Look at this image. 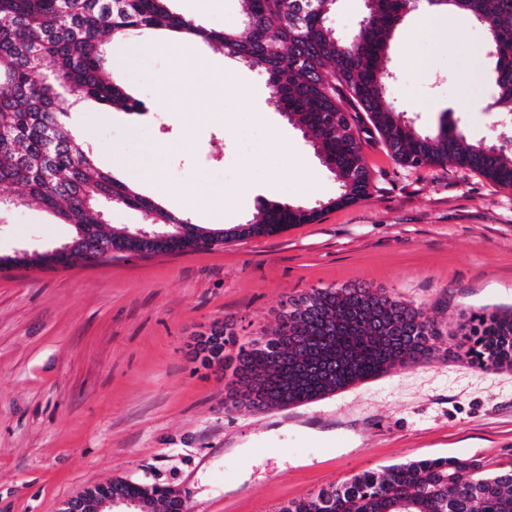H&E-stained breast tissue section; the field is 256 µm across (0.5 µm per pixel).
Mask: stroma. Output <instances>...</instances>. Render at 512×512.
<instances>
[{
	"mask_svg": "<svg viewBox=\"0 0 512 512\" xmlns=\"http://www.w3.org/2000/svg\"><path fill=\"white\" fill-rule=\"evenodd\" d=\"M221 31L241 0H172ZM112 73L139 115L86 101L73 123L98 168H158L160 183L229 197L225 225L261 201L313 204L338 185L276 112L265 78L223 50L148 31L110 47ZM389 90L417 130L443 112L475 141L498 114L485 28L467 15L411 14L391 43ZM224 80L187 116L166 104L184 77ZM259 138L249 152L243 129ZM362 152L369 195L274 236L176 253H126L100 266L0 272V512H56L114 478L179 490L185 512H278L357 473L435 458L512 462V369L456 357L454 331L479 308L512 309V189L454 168L400 166L380 141ZM70 225L38 206L0 228V255L68 243ZM368 283L421 306L441 332L436 356L315 401L224 409V374L192 357L193 337L231 316L246 337L275 327L283 301ZM237 448L250 452L243 467Z\"/></svg>",
	"mask_w": 512,
	"mask_h": 512,
	"instance_id": "stroma-1",
	"label": "stroma"
}]
</instances>
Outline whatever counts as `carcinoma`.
I'll return each mask as SVG.
<instances>
[{
	"instance_id": "obj_1",
	"label": "carcinoma",
	"mask_w": 512,
	"mask_h": 512,
	"mask_svg": "<svg viewBox=\"0 0 512 512\" xmlns=\"http://www.w3.org/2000/svg\"><path fill=\"white\" fill-rule=\"evenodd\" d=\"M171 0H0V223L32 202L74 229L85 250L159 253L209 248L229 240L272 236L311 224L323 212L369 193L371 173L361 134L376 135L403 167H454L512 188V113L497 141H472L443 113L437 129L420 133L388 101L390 41L419 0H365L359 28L339 40L328 25L337 0H242L239 30L216 31L173 12ZM452 7L485 26L495 66L493 110L512 105V0H427ZM154 29L190 41L218 43L272 86V105L299 125L339 194L314 205L262 202L260 219L207 230L165 210L94 163L69 115L87 100L136 111L119 77H106L107 46L129 32ZM141 210L167 241L109 224L104 206ZM461 353L483 370L512 369V313L488 307L458 326ZM224 344L194 360L220 363L224 407L264 410L310 402L396 365H417L439 351L440 332L424 310L363 284L312 288L292 298L278 325L239 341L224 320ZM155 496L159 512H183L156 484L125 485ZM281 512H512V463L492 469L481 458L422 459L366 470L293 500Z\"/></svg>"
}]
</instances>
